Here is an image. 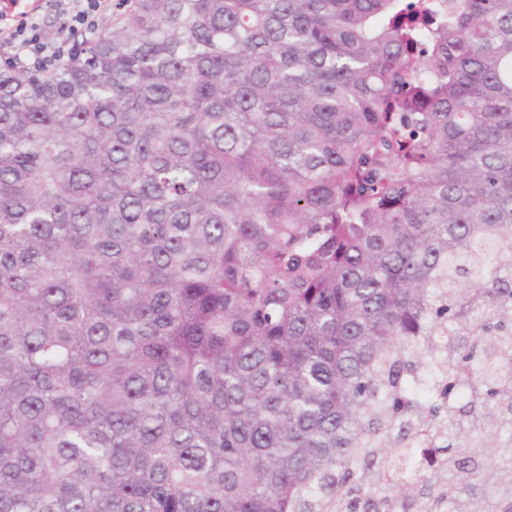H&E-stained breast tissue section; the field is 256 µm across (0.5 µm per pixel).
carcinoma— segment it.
I'll list each match as a JSON object with an SVG mask.
<instances>
[{"mask_svg":"<svg viewBox=\"0 0 512 512\" xmlns=\"http://www.w3.org/2000/svg\"><path fill=\"white\" fill-rule=\"evenodd\" d=\"M512 0H112L0 68V512H512Z\"/></svg>","mask_w":512,"mask_h":512,"instance_id":"1","label":"carcinoma"}]
</instances>
